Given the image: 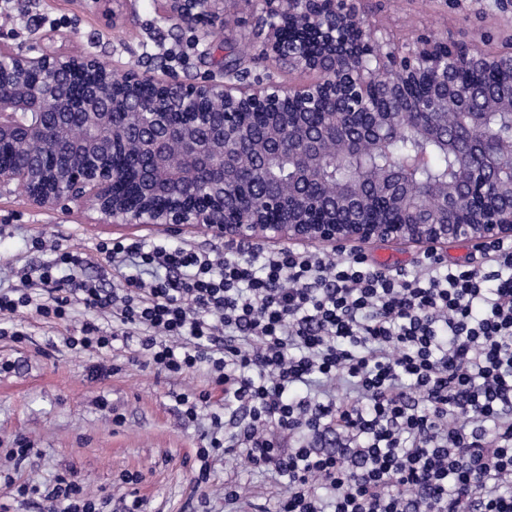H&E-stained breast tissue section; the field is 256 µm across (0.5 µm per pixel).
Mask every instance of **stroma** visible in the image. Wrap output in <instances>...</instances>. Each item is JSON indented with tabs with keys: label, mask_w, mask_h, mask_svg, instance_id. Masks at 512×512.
I'll use <instances>...</instances> for the list:
<instances>
[{
	"label": "stroma",
	"mask_w": 512,
	"mask_h": 512,
	"mask_svg": "<svg viewBox=\"0 0 512 512\" xmlns=\"http://www.w3.org/2000/svg\"><path fill=\"white\" fill-rule=\"evenodd\" d=\"M362 8L381 34L396 44L413 41L428 31H438L487 50L512 44V12L497 0H362ZM251 0H224V13L236 20L224 30V40L234 52L231 63H242L252 73H272L286 83H301L308 75L299 70H279L275 62L252 63L256 51L246 21ZM57 19L72 44L112 60L134 64L143 54L176 52L179 73L194 79L208 66L187 44V35L162 17L160 0H138L136 13H123L117 26L106 25L101 15L87 9L83 0H13L0 12V36L13 46L27 48L40 17ZM44 237L73 250L92 253L104 238L122 237L169 244H191L211 250L224 243L200 233L173 236L160 228H115L96 221L88 209L45 212L29 205L21 193L0 196V284L14 281L9 269L39 264L44 254L30 251L33 238ZM82 313L70 324L79 327ZM30 340L21 349L0 341V358L17 361L16 372L0 375V503L10 512H38L10 498L3 477L40 484L75 470L88 479L97 494L108 498V512H121L129 487L123 472L141 473L138 491L146 500L145 512H224V479L234 475L247 498L263 502L278 488L265 472L246 468L240 459L226 457L212 464L209 503L201 505L193 476L194 451L204 444L208 419L185 423L178 394L203 389L205 371L188 378H168L141 368H122L97 382L87 369L98 362L95 354L75 357L63 344L67 327L24 318ZM26 436L37 455L22 464L7 458L16 436Z\"/></svg>",
	"instance_id": "1"
}]
</instances>
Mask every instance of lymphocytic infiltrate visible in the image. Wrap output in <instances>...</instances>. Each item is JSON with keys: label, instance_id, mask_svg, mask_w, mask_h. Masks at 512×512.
<instances>
[{"label": "lymphocytic infiltrate", "instance_id": "lymphocytic-infiltrate-1", "mask_svg": "<svg viewBox=\"0 0 512 512\" xmlns=\"http://www.w3.org/2000/svg\"><path fill=\"white\" fill-rule=\"evenodd\" d=\"M31 247L51 257L0 289L1 341H26L12 326L21 316L65 324L78 306L86 318L63 339L73 353L136 339L126 364L206 371V389L179 396L185 422L217 391L243 413L229 432L212 412L196 490L215 458L238 453L281 484L274 512H512L511 240L484 246L478 267L424 254L413 278L361 253L121 237L91 255ZM95 254L111 280L86 275ZM329 435L335 447H313ZM14 490L39 496V512L107 506L75 471Z\"/></svg>", "mask_w": 512, "mask_h": 512}]
</instances>
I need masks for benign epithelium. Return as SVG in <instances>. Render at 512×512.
<instances>
[{
    "instance_id": "benign-epithelium-1",
    "label": "benign epithelium",
    "mask_w": 512,
    "mask_h": 512,
    "mask_svg": "<svg viewBox=\"0 0 512 512\" xmlns=\"http://www.w3.org/2000/svg\"><path fill=\"white\" fill-rule=\"evenodd\" d=\"M132 0H91L107 24ZM164 18L192 29L207 53L224 23V0H163ZM253 36L279 66L314 75L284 86L270 74L248 79L223 68L200 80L181 78L159 61L118 72L91 52H74L53 29L38 44L0 41V154L49 148L54 168L31 154L17 167L0 166V192H21L39 209L69 203L98 214L99 224H139L175 235L197 231L227 245L361 246L415 244L436 252L460 240L512 239V126L487 129L491 114L512 102L483 98L479 112H462L460 90L442 64L475 70L512 69L506 51L476 49L448 34L426 33L403 48L376 36L358 0H253ZM378 67L373 68L370 62ZM432 71L439 86L434 112H377L378 99ZM330 112L310 120L312 106ZM285 104L288 119L249 136L247 116ZM414 128L452 155L451 179L418 182L413 160L389 157L383 177L364 174L365 188L306 183L335 157L389 153L393 134ZM177 145L180 164H169ZM288 160L293 178L284 197L267 171ZM398 211L397 223L376 208Z\"/></svg>"
}]
</instances>
